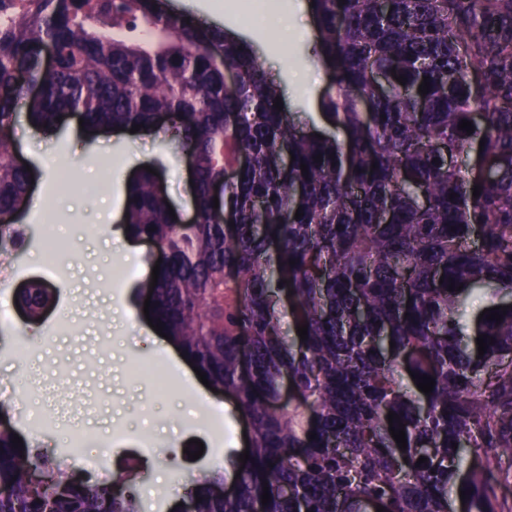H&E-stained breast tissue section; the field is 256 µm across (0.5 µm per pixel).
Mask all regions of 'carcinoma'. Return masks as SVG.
Instances as JSON below:
<instances>
[{"label":"carcinoma","instance_id":"obj_1","mask_svg":"<svg viewBox=\"0 0 512 512\" xmlns=\"http://www.w3.org/2000/svg\"><path fill=\"white\" fill-rule=\"evenodd\" d=\"M312 2L330 76L319 106L340 132L321 139L275 108L281 78L250 43L159 0H0V223L30 203L19 111L45 133L69 113L90 133L161 128L194 157L196 223L173 222L154 174L131 180L123 224L168 256L140 296L251 423L235 495L213 494L224 468L204 470L185 485L195 512H448L461 490L462 512H504L512 472L488 457H512V0ZM475 292L507 307L502 321L463 320ZM287 317L307 339L286 336ZM480 334L494 339L482 356ZM411 371L434 378L431 394ZM401 423L404 450L389 432ZM13 434L0 424V484L13 490L0 512H142L136 491L76 482ZM33 468L69 494L32 490Z\"/></svg>","mask_w":512,"mask_h":512}]
</instances>
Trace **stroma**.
I'll return each instance as SVG.
<instances>
[{
    "mask_svg": "<svg viewBox=\"0 0 512 512\" xmlns=\"http://www.w3.org/2000/svg\"><path fill=\"white\" fill-rule=\"evenodd\" d=\"M214 0H174L178 13L208 16L255 46L271 73L282 74L284 99L295 122L318 112V99L329 84L319 63L306 0H288L294 10L287 40H280L271 19L244 22L234 0L214 10ZM20 158L35 172V193L47 195L49 209H29L18 223L33 229L23 259L0 273V306L11 311L0 325V409L18 435L64 455L73 426L90 431L89 457H120L125 447L141 449L138 469L144 479L136 491L161 489L166 505L183 496L188 476L223 465L225 455L245 448V422L231 416L224 396L203 385L173 345L148 324L136 289L151 273L158 251L148 243L126 255L117 239L127 187L141 166H152L176 212H194L185 153L164 134H99L88 140L77 117H69L47 135L20 121L15 130ZM110 160L109 172L98 163ZM57 224L52 242L41 228L47 212ZM133 275L112 286L111 271ZM55 290L53 307L39 320L17 310L16 291L30 281ZM154 362L171 388L155 392L152 379L128 375L129 360ZM205 451L188 458V440Z\"/></svg>",
    "mask_w": 512,
    "mask_h": 512,
    "instance_id": "obj_1",
    "label": "stroma"
}]
</instances>
